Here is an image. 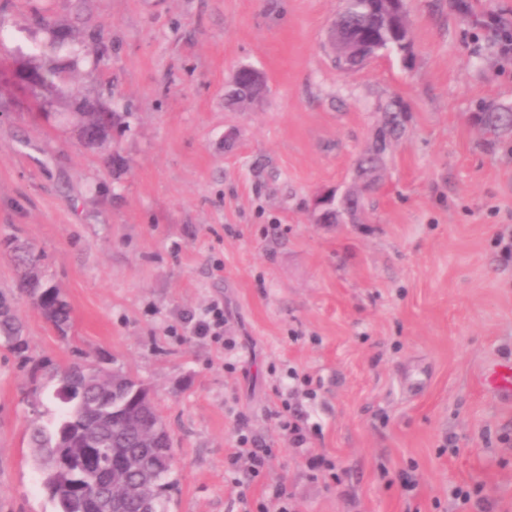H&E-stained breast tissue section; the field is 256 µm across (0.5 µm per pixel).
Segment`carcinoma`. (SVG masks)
Segmentation results:
<instances>
[{
    "mask_svg": "<svg viewBox=\"0 0 512 512\" xmlns=\"http://www.w3.org/2000/svg\"><path fill=\"white\" fill-rule=\"evenodd\" d=\"M368 0H345L343 20L371 27ZM120 115L102 112L94 106L82 108L80 125L75 127L77 139H83L98 127L114 125ZM485 133L496 137L512 130V110L488 106L481 113ZM38 257L28 250H18L17 269L22 288L34 300L45 319L65 337L71 327L70 309L64 299L55 295L44 298L46 285L31 274ZM0 338L21 353L25 341L16 318L8 311L0 314ZM94 366L75 364L57 374L54 397L62 407L58 416L46 424L35 422L30 427L31 447L40 456L46 473V486L57 502L59 512H95L94 499L75 495L76 484L88 492H98L79 461L77 448L87 446L130 457L135 465L124 472L118 484L142 489V494L128 498L122 512H167L166 502L173 483L168 480L170 467L161 458L172 453V439L155 406L132 399L131 388L137 381L116 372L113 379L100 382L91 376ZM124 406L135 418L126 425L103 415L112 406Z\"/></svg>",
    "mask_w": 512,
    "mask_h": 512,
    "instance_id": "1",
    "label": "carcinoma"
}]
</instances>
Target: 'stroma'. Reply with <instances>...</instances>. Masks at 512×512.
Here are the masks:
<instances>
[{
  "label": "stroma",
  "mask_w": 512,
  "mask_h": 512,
  "mask_svg": "<svg viewBox=\"0 0 512 512\" xmlns=\"http://www.w3.org/2000/svg\"><path fill=\"white\" fill-rule=\"evenodd\" d=\"M404 5L410 55L351 72L327 45L343 0L0 11V292L27 346L0 342V512H56L29 426L57 413L53 374L75 363L151 390L173 439L168 512H241V427L274 451L249 498L285 485L289 512H460L456 485L512 512V403L480 383L512 357V132L488 146L472 120L512 109V56L486 23L512 28V0ZM74 55L69 87L126 115L92 148L68 94L45 120L10 78L17 60ZM245 64L266 78L256 105L232 97ZM391 112L404 115L393 134ZM324 193L363 207L316 223ZM10 241L68 301L67 336L19 290ZM214 301L235 349L186 330ZM292 368L313 379L301 409L322 429L301 448L275 418ZM313 456L341 479L312 472Z\"/></svg>",
  "instance_id": "stroma-1"
}]
</instances>
